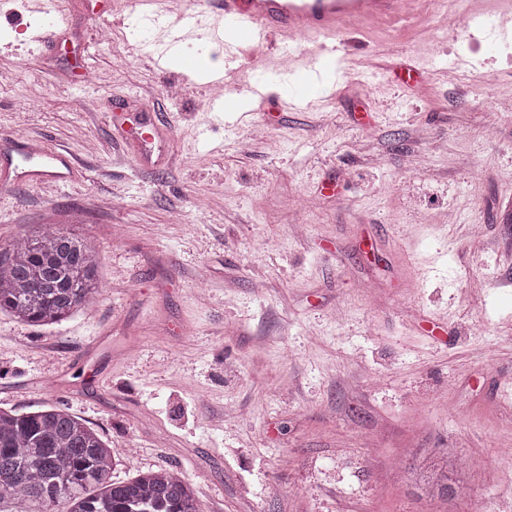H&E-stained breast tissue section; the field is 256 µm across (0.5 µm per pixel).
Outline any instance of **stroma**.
<instances>
[{
	"label": "stroma",
	"instance_id": "1",
	"mask_svg": "<svg viewBox=\"0 0 512 512\" xmlns=\"http://www.w3.org/2000/svg\"><path fill=\"white\" fill-rule=\"evenodd\" d=\"M60 7L48 50L30 0H0V140L76 164L61 186L0 178V246L67 228L102 290L55 325L0 313V407L67 410L113 480L174 472L200 512H474L415 481L447 448L457 485L512 512V112L485 125L512 33L461 32L448 0L437 37L349 28L308 110L214 112L229 86L158 68L129 0ZM147 103L151 166L118 122Z\"/></svg>",
	"mask_w": 512,
	"mask_h": 512
}]
</instances>
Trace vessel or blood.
Segmentation results:
<instances>
[{
	"label": "vessel or blood",
	"instance_id": "1",
	"mask_svg": "<svg viewBox=\"0 0 512 512\" xmlns=\"http://www.w3.org/2000/svg\"><path fill=\"white\" fill-rule=\"evenodd\" d=\"M437 0H199L195 9L173 12L167 0H133L136 16L166 31L169 46L197 41L202 52L220 50L225 69L244 67L249 51L263 49L270 37H279L280 56L300 60L304 73L317 71L319 59L341 55L340 36L350 26L371 21H395L417 9H429ZM312 44L316 60H308L305 44ZM275 67L253 70L237 96L252 101L267 97L270 83L278 76ZM154 114L143 110L132 118L130 129L142 147H152ZM0 152L7 159V173L14 181L66 183L75 165L60 149H34L31 141L6 140Z\"/></svg>",
	"mask_w": 512,
	"mask_h": 512
}]
</instances>
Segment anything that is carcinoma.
Listing matches in <instances>:
<instances>
[{"mask_svg": "<svg viewBox=\"0 0 512 512\" xmlns=\"http://www.w3.org/2000/svg\"><path fill=\"white\" fill-rule=\"evenodd\" d=\"M98 253L62 227L43 224L0 247V313L53 325L96 301ZM112 449L78 417L57 407L17 413L0 408V512H199L190 484L167 471L112 481ZM428 484L453 492L448 465Z\"/></svg>", "mask_w": 512, "mask_h": 512, "instance_id": "obj_1", "label": "carcinoma"}]
</instances>
